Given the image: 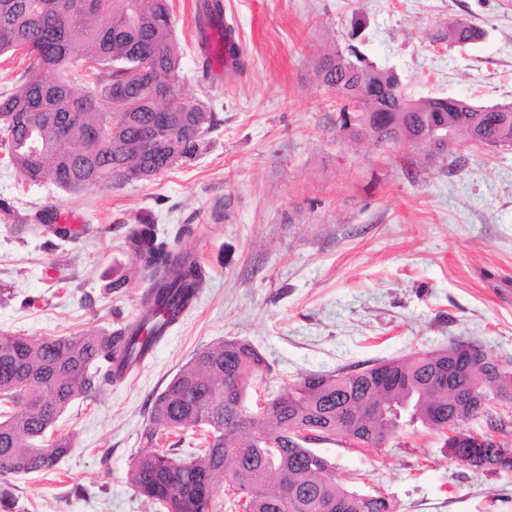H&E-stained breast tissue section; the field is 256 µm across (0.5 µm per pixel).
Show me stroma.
Returning <instances> with one entry per match:
<instances>
[{"instance_id":"35a3bbf8","label":"stroma","mask_w":512,"mask_h":512,"mask_svg":"<svg viewBox=\"0 0 512 512\" xmlns=\"http://www.w3.org/2000/svg\"><path fill=\"white\" fill-rule=\"evenodd\" d=\"M201 0H170L180 89L217 122L196 156L146 180L69 194L25 180L0 149V332L52 338L114 331L142 309L130 224L190 226L208 275L195 305L132 375L77 400L55 436L74 447L54 473L12 480L24 512H162L127 481L151 402L199 349L250 342L270 376L250 396L309 372L469 339L512 360V147L472 142L457 165L336 129L341 102L320 64L355 45L412 98L512 104V0H222L245 69L219 78L199 49ZM451 18L485 29L466 49L432 42ZM76 220L60 240L36 212ZM117 279L125 288L111 290ZM316 448L337 481L380 491L398 512H512V475L476 473L420 429L365 450ZM84 485L76 496L72 489Z\"/></svg>"}]
</instances>
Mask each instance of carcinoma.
Here are the masks:
<instances>
[{
  "label": "carcinoma",
  "instance_id": "carcinoma-1",
  "mask_svg": "<svg viewBox=\"0 0 512 512\" xmlns=\"http://www.w3.org/2000/svg\"><path fill=\"white\" fill-rule=\"evenodd\" d=\"M0 0V56L27 51L29 65L11 88L0 91V147L25 177L49 180L78 193L126 181L125 172L163 171L174 165L163 144L146 143L155 112L169 115L181 142V159L194 156L215 116L179 89L181 55L172 31L169 0ZM486 31L452 19L434 38L470 46ZM92 68L93 85L79 92L84 77L77 63ZM322 80L340 95V108L367 115L374 143L385 149L401 142L427 159L450 156L460 137L512 147V105L477 106L464 99L409 98L392 69L366 63L357 51L323 58ZM446 117L451 139L438 145L423 139ZM119 131L112 133L113 119ZM190 230L168 239L152 224H134L126 239L138 278L148 283L143 319L109 333L38 338L0 334V477L19 478L56 469L71 448L53 429L78 399L96 396L117 373L141 359L159 339V329L193 305L206 276ZM271 370L252 344L224 339L197 351L155 395L147 445L164 434L200 427L204 444L196 457L179 461L172 449L133 458L127 479L165 512H397L381 492L346 488L330 477L334 464L307 444L330 436L379 448L402 429L399 411L443 438L446 454L478 472L496 474L490 457L508 441L498 406L512 405V362L475 344L460 364L448 352H414L349 372L304 373L271 397L249 407L247 387L236 383ZM488 404L477 417L502 434L483 447L476 437H448V419ZM382 410L374 418L363 409ZM224 492V500L218 493Z\"/></svg>",
  "mask_w": 512,
  "mask_h": 512
}]
</instances>
